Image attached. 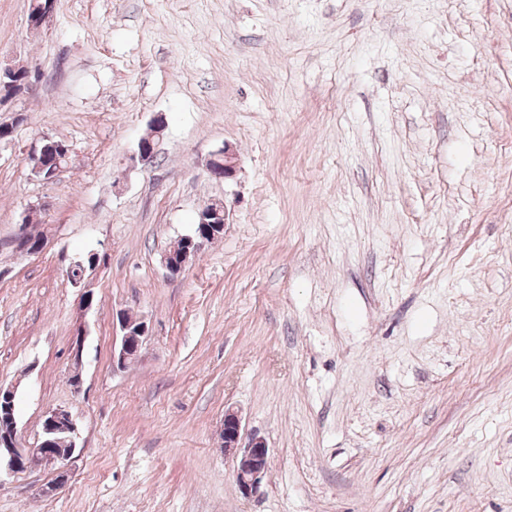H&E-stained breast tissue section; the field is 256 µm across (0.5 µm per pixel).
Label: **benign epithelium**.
Masks as SVG:
<instances>
[{
  "label": "benign epithelium",
  "instance_id": "1",
  "mask_svg": "<svg viewBox=\"0 0 512 512\" xmlns=\"http://www.w3.org/2000/svg\"><path fill=\"white\" fill-rule=\"evenodd\" d=\"M52 0H32L29 23L38 28L43 25L51 11ZM14 77L11 82L0 80V93L11 94L21 88L28 79V71L23 67H0V75ZM162 125L151 126L149 133L143 136L138 145V153L133 161L143 165L154 158L155 138L162 134ZM51 137L41 138L39 145L28 156L29 170L33 177L50 182L63 171L60 161L48 160L46 142ZM210 177L218 181H229L236 177L239 159L235 149L229 145L212 153L205 163ZM200 222L192 234L185 237L184 246L177 254L168 252L162 255V265L169 275L180 274L189 262L203 248L207 238L216 237L224 232L229 223L230 211L225 202L215 201L199 211ZM121 331L120 346L112 351V368L124 369L140 358L145 336L148 335L147 323L132 315H122L118 319ZM88 330L84 321H79L72 341L73 371L69 382L73 390H81L83 348ZM17 387L0 384V472L19 473L33 465H47L54 468L55 479L46 492L50 493L64 485L69 478V463L77 450V427L70 414L64 408H54L46 412L42 425L39 444L25 447L21 443V433L15 415ZM224 456L234 463V476L240 492L244 495L255 493L268 469V447L265 440L257 435L248 443L241 444L242 426L237 412L224 411L222 427Z\"/></svg>",
  "mask_w": 512,
  "mask_h": 512
}]
</instances>
